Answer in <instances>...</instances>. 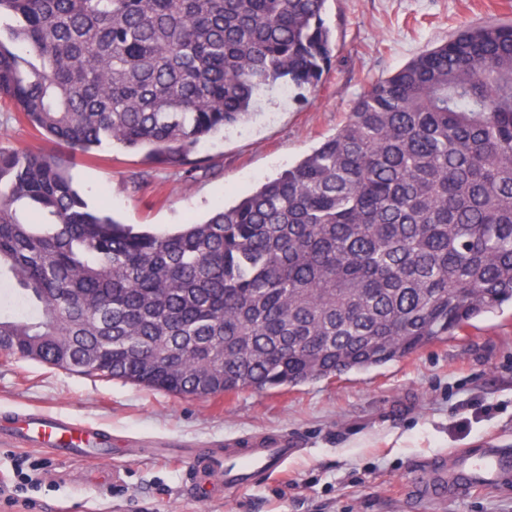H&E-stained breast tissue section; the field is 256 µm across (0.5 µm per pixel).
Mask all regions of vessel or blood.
Masks as SVG:
<instances>
[{"mask_svg": "<svg viewBox=\"0 0 512 512\" xmlns=\"http://www.w3.org/2000/svg\"><path fill=\"white\" fill-rule=\"evenodd\" d=\"M0 439L22 446L48 449L60 459L107 457L104 448H92L93 435L81 423L46 414L23 413L0 429ZM297 454L287 444L189 449L187 475L195 495L202 499L223 496L225 488L247 489L266 476L284 469ZM441 468L435 480L422 483L424 497L436 501L479 488H512V449L486 446L468 448Z\"/></svg>", "mask_w": 512, "mask_h": 512, "instance_id": "1", "label": "vessel or blood"}]
</instances>
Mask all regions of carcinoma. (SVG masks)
Listing matches in <instances>:
<instances>
[{"instance_id":"obj_1","label":"carcinoma","mask_w":512,"mask_h":512,"mask_svg":"<svg viewBox=\"0 0 512 512\" xmlns=\"http://www.w3.org/2000/svg\"><path fill=\"white\" fill-rule=\"evenodd\" d=\"M326 0H0V103L70 152L186 167L314 91ZM0 354L207 398L383 366L512 304V24L461 29L202 222L121 224L0 147Z\"/></svg>"}]
</instances>
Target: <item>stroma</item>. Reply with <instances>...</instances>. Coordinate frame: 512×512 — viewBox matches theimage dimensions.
Listing matches in <instances>:
<instances>
[{
  "label": "stroma",
  "mask_w": 512,
  "mask_h": 512,
  "mask_svg": "<svg viewBox=\"0 0 512 512\" xmlns=\"http://www.w3.org/2000/svg\"><path fill=\"white\" fill-rule=\"evenodd\" d=\"M324 19L334 52L317 92L262 96L252 119L201 142L190 178L117 146L77 158L70 175L89 207L159 228L204 220L300 161L420 52L469 24L512 22V0H327ZM28 409L107 429L123 455L64 461L0 446V483L32 477L20 484L27 506L0 512H512V493L492 488L431 503L416 492L425 460L489 438L512 448V304L378 368L206 399L0 354V415ZM283 436L299 454L281 476L220 499L186 494L180 449ZM112 468L120 480H100Z\"/></svg>",
  "instance_id": "35a3bbf8"
}]
</instances>
